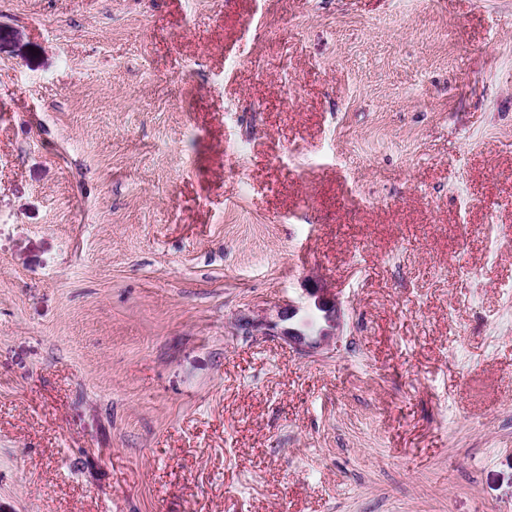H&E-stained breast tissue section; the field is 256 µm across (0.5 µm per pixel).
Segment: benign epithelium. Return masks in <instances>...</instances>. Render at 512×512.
<instances>
[{
  "label": "benign epithelium",
  "instance_id": "obj_1",
  "mask_svg": "<svg viewBox=\"0 0 512 512\" xmlns=\"http://www.w3.org/2000/svg\"><path fill=\"white\" fill-rule=\"evenodd\" d=\"M307 294L313 299L314 311L317 313L318 325L315 330H309V323L299 317L300 307L293 304L279 310L274 319L243 317L240 320L241 329L247 332L259 330L265 336H279L303 354L326 348L338 336L337 330L341 326L340 304L336 293L329 288H311Z\"/></svg>",
  "mask_w": 512,
  "mask_h": 512
}]
</instances>
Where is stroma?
Wrapping results in <instances>:
<instances>
[{"mask_svg": "<svg viewBox=\"0 0 512 512\" xmlns=\"http://www.w3.org/2000/svg\"><path fill=\"white\" fill-rule=\"evenodd\" d=\"M0 215V512H512V0H0ZM307 294L313 299L314 309L317 313L318 325L310 331V324L298 317L300 307L288 304L276 314V319L261 317L258 319L243 317L239 326L250 332L260 330L263 335L280 336L289 346L303 354L318 352L333 342L338 336L337 330L341 326V311L336 293L329 288H309ZM288 322V326L284 325Z\"/></svg>", "mask_w": 512, "mask_h": 512, "instance_id": "obj_1", "label": "stroma"}]
</instances>
